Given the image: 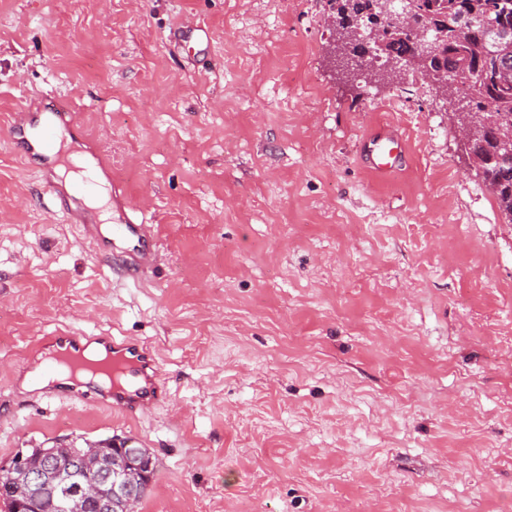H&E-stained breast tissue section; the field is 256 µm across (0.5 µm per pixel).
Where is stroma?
Segmentation results:
<instances>
[{
	"label": "stroma",
	"instance_id": "35a3bbf8",
	"mask_svg": "<svg viewBox=\"0 0 512 512\" xmlns=\"http://www.w3.org/2000/svg\"><path fill=\"white\" fill-rule=\"evenodd\" d=\"M326 0H0V465L113 437L152 454L138 512H512V224L454 103L345 85ZM204 20L210 46L170 29ZM53 90L159 241L135 274L84 238L7 126ZM407 154L362 155L383 125ZM145 345L125 418L28 390L41 336Z\"/></svg>",
	"mask_w": 512,
	"mask_h": 512
}]
</instances>
